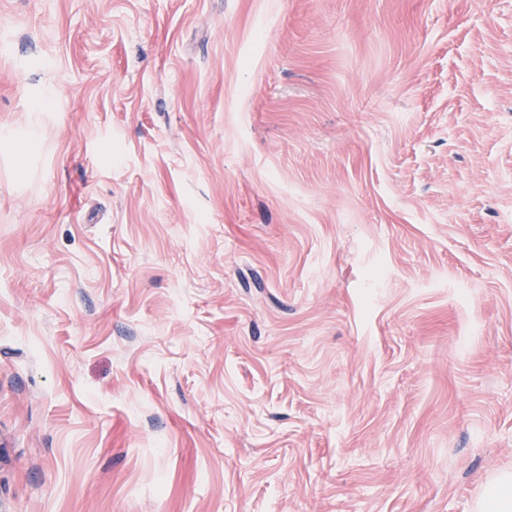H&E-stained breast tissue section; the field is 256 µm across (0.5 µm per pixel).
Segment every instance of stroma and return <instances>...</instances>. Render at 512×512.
<instances>
[{"label":"stroma","instance_id":"stroma-1","mask_svg":"<svg viewBox=\"0 0 512 512\" xmlns=\"http://www.w3.org/2000/svg\"><path fill=\"white\" fill-rule=\"evenodd\" d=\"M0 512H479L512 474V0H0Z\"/></svg>","mask_w":512,"mask_h":512}]
</instances>
